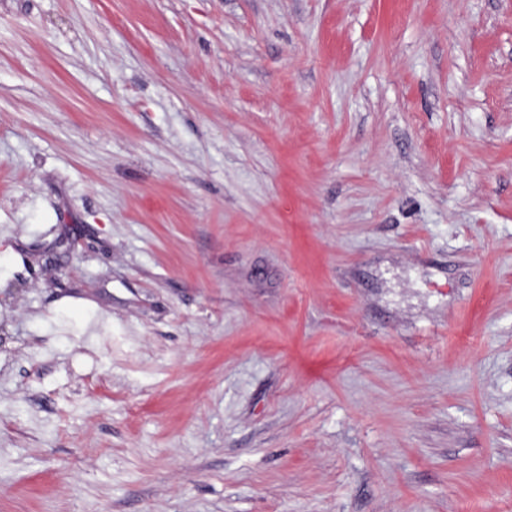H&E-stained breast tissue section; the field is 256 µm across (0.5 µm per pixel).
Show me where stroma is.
<instances>
[{
	"label": "stroma",
	"mask_w": 512,
	"mask_h": 512,
	"mask_svg": "<svg viewBox=\"0 0 512 512\" xmlns=\"http://www.w3.org/2000/svg\"><path fill=\"white\" fill-rule=\"evenodd\" d=\"M0 512H512V0H0Z\"/></svg>",
	"instance_id": "35a3bbf8"
}]
</instances>
